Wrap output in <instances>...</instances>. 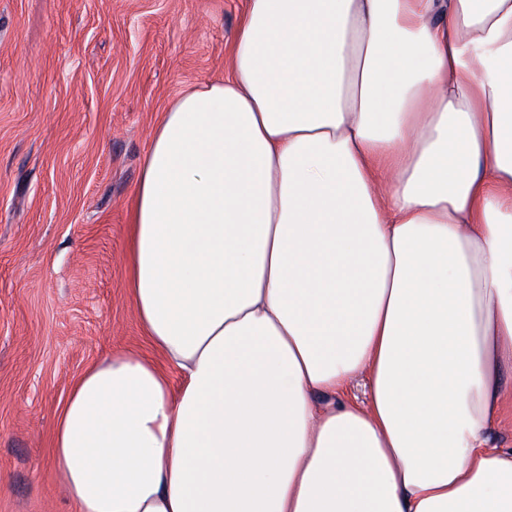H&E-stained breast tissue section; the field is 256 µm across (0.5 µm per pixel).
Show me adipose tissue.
Here are the masks:
<instances>
[{
  "label": "adipose tissue",
  "mask_w": 512,
  "mask_h": 512,
  "mask_svg": "<svg viewBox=\"0 0 512 512\" xmlns=\"http://www.w3.org/2000/svg\"><path fill=\"white\" fill-rule=\"evenodd\" d=\"M129 224L166 364L72 383L74 512H512V0H247Z\"/></svg>",
  "instance_id": "obj_1"
}]
</instances>
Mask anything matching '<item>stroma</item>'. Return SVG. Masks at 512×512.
Returning <instances> with one entry per match:
<instances>
[{"mask_svg": "<svg viewBox=\"0 0 512 512\" xmlns=\"http://www.w3.org/2000/svg\"><path fill=\"white\" fill-rule=\"evenodd\" d=\"M246 0H0V512H71L49 448L73 380L150 353L126 281L151 131L223 78Z\"/></svg>", "mask_w": 512, "mask_h": 512, "instance_id": "obj_1", "label": "stroma"}]
</instances>
